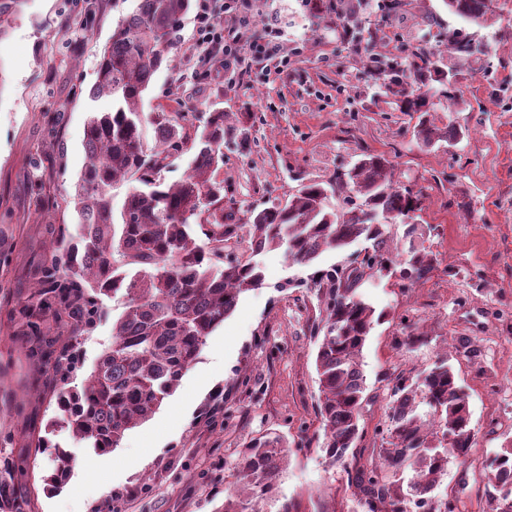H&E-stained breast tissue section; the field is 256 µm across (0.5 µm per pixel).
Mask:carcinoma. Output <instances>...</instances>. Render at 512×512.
<instances>
[{
	"label": "carcinoma",
	"mask_w": 512,
	"mask_h": 512,
	"mask_svg": "<svg viewBox=\"0 0 512 512\" xmlns=\"http://www.w3.org/2000/svg\"><path fill=\"white\" fill-rule=\"evenodd\" d=\"M26 2L0 0V38ZM131 2L112 29L91 90L93 99L112 98V111L94 112L87 122V162L70 197L79 240L72 241L68 225H58L36 287L8 311L13 332L29 339L28 358L48 370L44 397L60 412L51 426L97 453L115 449L174 391L240 296L262 285L256 256L281 249L293 262L311 264L326 251L364 240L370 252L357 266L323 271L315 281L325 310L315 358L322 450L329 464L343 463L357 449L368 402L362 350L374 323L385 317L362 300L358 286L390 268L405 286L428 279L434 259L419 244L424 225L414 222L422 195L394 185V165L386 156L367 154L336 172V191L345 194L341 211L327 209L323 182L303 183L285 203L252 212L249 253L224 261L243 228L224 214V184L214 178L224 165L228 114L208 113L190 141L185 113L158 112L152 118L155 146L149 149L143 140V97L180 42L191 0ZM444 3L479 25L493 18L491 0ZM448 50L459 59L479 52L454 30ZM372 75L402 111L423 114L415 131L422 145L450 142L448 130L425 118L430 102L423 88L430 82L446 87L448 101L455 98L456 73L444 68L439 55L418 47L400 61L374 66ZM189 149L185 176L166 183L161 172ZM123 185L127 192L116 213L113 190ZM389 220L406 226L408 248L396 263L389 258ZM103 296L121 312L112 320V342L78 388L70 385L77 337L94 328ZM385 414L381 444L370 461L346 468L363 512H450L432 492L448 463L474 447L476 432L448 359L412 382L396 377ZM32 444L24 457H0V512H32V490L19 487L18 478L28 475L38 456L47 459L46 482L59 487L70 476L72 457L65 450L47 436ZM287 463L288 448L279 437L253 439L224 486V512H264ZM487 479V512H512V440L495 452Z\"/></svg>",
	"instance_id": "1"
}]
</instances>
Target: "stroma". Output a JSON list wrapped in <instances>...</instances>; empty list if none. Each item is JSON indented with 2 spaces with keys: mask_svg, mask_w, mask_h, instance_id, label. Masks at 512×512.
<instances>
[{
  "mask_svg": "<svg viewBox=\"0 0 512 512\" xmlns=\"http://www.w3.org/2000/svg\"><path fill=\"white\" fill-rule=\"evenodd\" d=\"M382 17L375 0H350L358 25L346 30L337 0H257L252 23H277L291 51L288 69L268 62L264 75L212 72L193 77L195 32L185 20L181 41L156 73L143 112H187L202 124L227 112L224 209L237 223L250 210L286 202L300 184L332 180L360 154H383L396 185L422 194L425 246L435 259L427 281L402 287L377 274L359 292L386 312L362 351L371 400L363 410L360 447L373 448L384 419L383 374H420L448 357L468 396L476 445L449 463L437 489L454 512H484V464L512 438V0L502 20L476 27L448 12L442 0H402ZM124 0H29L0 38V302L33 288L57 225L77 231L69 202L87 157L90 113L111 110L91 99L101 51ZM457 30L487 48L458 67V97L432 96L436 126H453V146H420L419 115L399 111L367 70L369 56L443 47ZM264 281L241 296L233 315L207 340L176 390L118 448L98 455L57 430L53 440L81 464L60 488L46 486L35 467L34 512H224V481L241 448L275 434L288 446L279 494L301 512H362L341 468L328 466L316 409L314 327L323 305L314 267L283 251L259 255ZM113 302L103 299L90 335L81 337V385L112 341ZM420 336L410 344V335ZM27 339L0 322V432L11 454L26 452L54 411L41 400L44 368L26 355ZM145 458L141 470L125 460Z\"/></svg>",
  "mask_w": 512,
  "mask_h": 512,
  "instance_id": "obj_1",
  "label": "stroma"
}]
</instances>
